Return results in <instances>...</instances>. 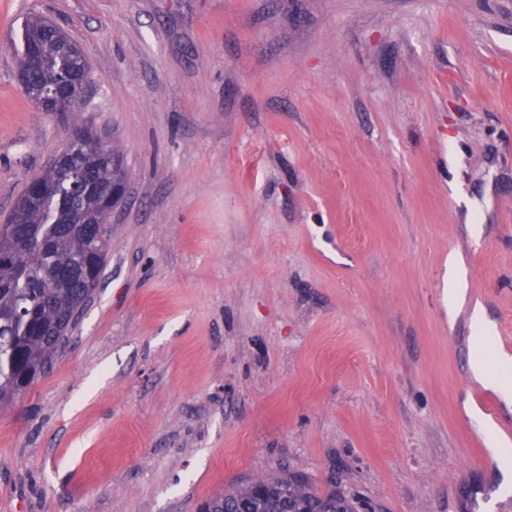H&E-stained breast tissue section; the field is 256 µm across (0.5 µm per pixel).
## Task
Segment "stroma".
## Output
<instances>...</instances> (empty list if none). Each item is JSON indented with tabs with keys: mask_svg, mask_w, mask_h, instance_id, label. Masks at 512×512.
<instances>
[{
	"mask_svg": "<svg viewBox=\"0 0 512 512\" xmlns=\"http://www.w3.org/2000/svg\"><path fill=\"white\" fill-rule=\"evenodd\" d=\"M41 14L90 65L38 109ZM89 127L127 193L52 368L0 410V512H198L256 475L365 512H512V0H0V220ZM463 295L449 305V262Z\"/></svg>",
	"mask_w": 512,
	"mask_h": 512,
	"instance_id": "1",
	"label": "stroma"
}]
</instances>
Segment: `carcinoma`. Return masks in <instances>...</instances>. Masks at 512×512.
<instances>
[{
  "instance_id": "obj_1",
  "label": "carcinoma",
  "mask_w": 512,
  "mask_h": 512,
  "mask_svg": "<svg viewBox=\"0 0 512 512\" xmlns=\"http://www.w3.org/2000/svg\"><path fill=\"white\" fill-rule=\"evenodd\" d=\"M51 39L48 20L41 16L25 20L18 66L28 83V95L54 83L63 71H76L83 82L89 79L87 61L59 45L51 66L28 72L31 44H47ZM88 162L95 169L97 192L72 197L66 211L59 206V196H68L66 177L48 170L32 177L49 183L54 192L36 205L23 194L16 202L26 207V224L36 232L29 250H14L13 233L19 231L14 215L4 224L8 233L0 237V408L12 405L49 368L74 325L73 313L85 308L92 297L79 284L59 277V272L79 265L102 277L108 248L95 247L82 220L112 206L113 171L106 159ZM202 508L203 512H355L356 506L334 484L318 491L304 479L288 475L257 476L208 499Z\"/></svg>"
}]
</instances>
